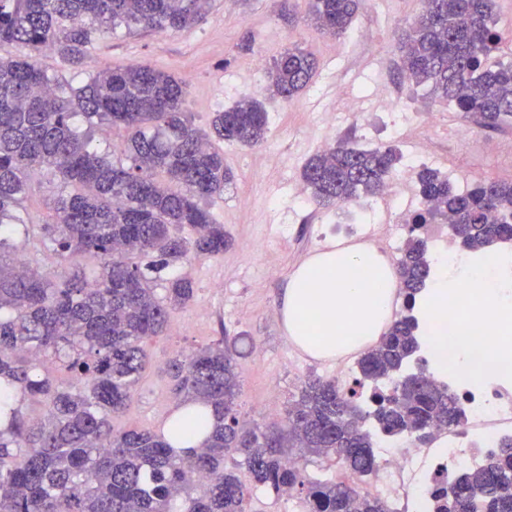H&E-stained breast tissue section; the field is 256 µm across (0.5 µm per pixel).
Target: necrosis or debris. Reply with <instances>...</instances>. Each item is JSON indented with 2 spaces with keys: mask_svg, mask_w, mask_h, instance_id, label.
Here are the masks:
<instances>
[{
  "mask_svg": "<svg viewBox=\"0 0 512 512\" xmlns=\"http://www.w3.org/2000/svg\"><path fill=\"white\" fill-rule=\"evenodd\" d=\"M410 182V170H403L394 186L382 194L393 211V221L371 225L369 231L383 242L399 240L414 209L403 196ZM438 380L458 395L467 426L439 431V444L434 448L417 447L406 436L378 439L381 478L369 491L389 500L397 512H434L432 496L438 488L450 485L458 474L480 467L502 439L512 438L511 376L474 388L464 373L452 366Z\"/></svg>",
  "mask_w": 512,
  "mask_h": 512,
  "instance_id": "4bbe7bcc",
  "label": "necrosis or debris"
}]
</instances>
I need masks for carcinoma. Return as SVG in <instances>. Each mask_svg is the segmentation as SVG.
Here are the masks:
<instances>
[{
  "mask_svg": "<svg viewBox=\"0 0 512 512\" xmlns=\"http://www.w3.org/2000/svg\"><path fill=\"white\" fill-rule=\"evenodd\" d=\"M315 27L332 36L352 26L362 0H307ZM423 9L399 42L401 70L416 86L496 126L512 118V65L489 63L503 33L496 0H421ZM211 0H0V44L20 53L0 58V512H246L255 490L294 492L306 512H391L363 490L377 471L375 436L458 428L465 414L456 395L431 379L426 365H405L420 342L412 315L432 273L421 230L448 221L475 254L512 239V180L480 181L460 191L439 171L416 173L422 208L394 274L409 315L394 319L358 359L359 380L373 385L366 402L332 380L304 381L288 406V427L239 419L234 341L224 338L169 361L172 391L185 412L166 421L168 434L209 432L184 455L162 432L116 431L112 417L132 399L149 364L148 339L171 311L194 297L192 280L175 272L191 257L218 256L229 236L207 207L232 176L215 141L255 146L268 132V112L244 97L214 113L201 130L188 116V91L147 64L105 67L74 87L41 69L31 52L50 48L73 67L97 34L117 29H185L201 21ZM317 69L295 46L266 71L265 91L291 100ZM132 131L121 156L92 147L75 126ZM402 160L392 146L338 142L311 156L300 178L309 200L330 210L374 197ZM56 193L53 220L20 216L30 182L42 171ZM23 237L52 259L44 269L4 262ZM95 261L92 280L63 277L62 262ZM48 361L73 374L69 385L41 374ZM37 399L34 421L23 401ZM236 454L250 483L226 470ZM310 457L336 463L348 479L313 478ZM207 476L200 483L197 477ZM441 512H512V439L479 469L439 495Z\"/></svg>",
  "mask_w": 512,
  "mask_h": 512,
  "instance_id": "carcinoma-1",
  "label": "carcinoma"
}]
</instances>
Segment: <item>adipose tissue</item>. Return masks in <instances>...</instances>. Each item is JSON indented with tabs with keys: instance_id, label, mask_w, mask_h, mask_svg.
I'll return each instance as SVG.
<instances>
[{
	"instance_id": "1",
	"label": "adipose tissue",
	"mask_w": 512,
	"mask_h": 512,
	"mask_svg": "<svg viewBox=\"0 0 512 512\" xmlns=\"http://www.w3.org/2000/svg\"><path fill=\"white\" fill-rule=\"evenodd\" d=\"M395 281L386 260L364 246L333 248L312 256L291 275L281 312L294 342L319 358L355 352L378 340L389 318V287ZM455 294L460 304L489 302L492 325L481 344H473L474 319L460 317L445 330L448 307L443 299ZM428 334L440 358L437 371L449 362L473 369L477 365L512 367V282L504 268L486 264L443 271L424 294Z\"/></svg>"
}]
</instances>
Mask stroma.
<instances>
[{"label": "stroma", "mask_w": 512, "mask_h": 512, "mask_svg": "<svg viewBox=\"0 0 512 512\" xmlns=\"http://www.w3.org/2000/svg\"><path fill=\"white\" fill-rule=\"evenodd\" d=\"M420 9L419 0H365L350 30L332 38L308 19L306 0H212L204 20L186 29L121 30L98 37L79 69L54 51L38 55L43 70L75 85L109 65L141 63L165 70L186 85V108L202 129L214 112L242 97H264L265 75L254 72L255 59L269 63L298 46L318 60L316 74L299 96L288 102L264 97L269 113L264 145L224 146V163L235 181L209 209L231 244L222 255L185 265L194 298L171 313L162 335L147 341L151 364L127 409L114 418L115 428H158L177 403L165 372L167 360L224 335L236 338L240 352L238 411L244 420L263 424L284 418L307 376L340 379L338 361L298 347L280 315L284 285L297 267L333 245L358 242L368 230L350 223L346 213L317 209L295 194L303 163L324 140L394 145L406 154L414 137L421 136L432 143L428 167L459 189L469 188L477 174L512 180V121L485 127L479 115L454 111L404 79L396 35L409 28ZM379 86L398 95L385 112L374 106ZM358 90L363 93L360 112L337 107L338 92ZM430 112L438 115L431 128L422 122ZM465 128L479 140L471 152L459 143Z\"/></svg>", "instance_id": "obj_1"}]
</instances>
